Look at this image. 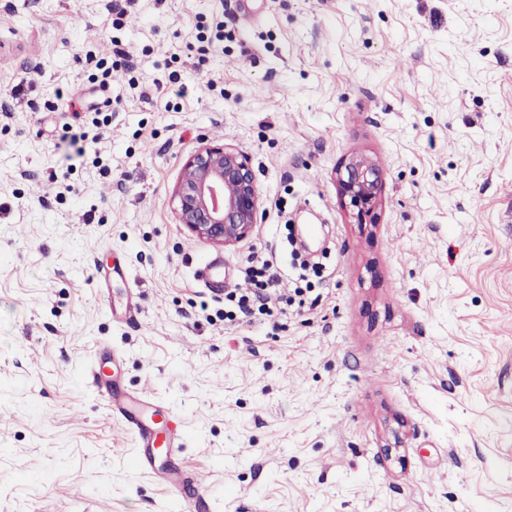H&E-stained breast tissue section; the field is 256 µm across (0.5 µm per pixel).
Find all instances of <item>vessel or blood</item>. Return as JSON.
Listing matches in <instances>:
<instances>
[{
	"instance_id": "1",
	"label": "vessel or blood",
	"mask_w": 512,
	"mask_h": 512,
	"mask_svg": "<svg viewBox=\"0 0 512 512\" xmlns=\"http://www.w3.org/2000/svg\"><path fill=\"white\" fill-rule=\"evenodd\" d=\"M197 275L218 291L228 285L223 263L218 259L203 264ZM94 383L107 395L112 415L125 425L135 440V466L157 474L171 496L181 503L183 512H210L209 493L195 476L178 464L185 446L184 428L171 419L166 424H158L160 410L152 399L128 392L117 375L95 378Z\"/></svg>"
}]
</instances>
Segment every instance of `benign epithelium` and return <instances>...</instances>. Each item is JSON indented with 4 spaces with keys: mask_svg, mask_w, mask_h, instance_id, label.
<instances>
[{
    "mask_svg": "<svg viewBox=\"0 0 512 512\" xmlns=\"http://www.w3.org/2000/svg\"><path fill=\"white\" fill-rule=\"evenodd\" d=\"M345 205L357 216L376 207L384 177L377 160L351 156L337 172ZM179 223L199 239L215 246H235L257 224L261 197L249 159L222 145L206 146L184 164L174 190Z\"/></svg>",
    "mask_w": 512,
    "mask_h": 512,
    "instance_id": "1",
    "label": "benign epithelium"
}]
</instances>
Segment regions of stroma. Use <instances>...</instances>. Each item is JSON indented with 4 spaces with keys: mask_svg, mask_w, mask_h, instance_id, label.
Here are the masks:
<instances>
[{
    "mask_svg": "<svg viewBox=\"0 0 512 512\" xmlns=\"http://www.w3.org/2000/svg\"><path fill=\"white\" fill-rule=\"evenodd\" d=\"M113 2L0 0V512H180L101 353L186 429L211 512H512V0ZM207 144L261 196L232 247L175 215ZM355 153L385 172L362 219ZM294 224L303 307L225 322L197 268L293 291ZM337 180L345 205L356 210L357 216L375 209L384 185L383 170L377 160L364 154L352 155L337 172Z\"/></svg>",
    "mask_w": 512,
    "mask_h": 512,
    "instance_id": "35a3bbf8",
    "label": "stroma"
}]
</instances>
